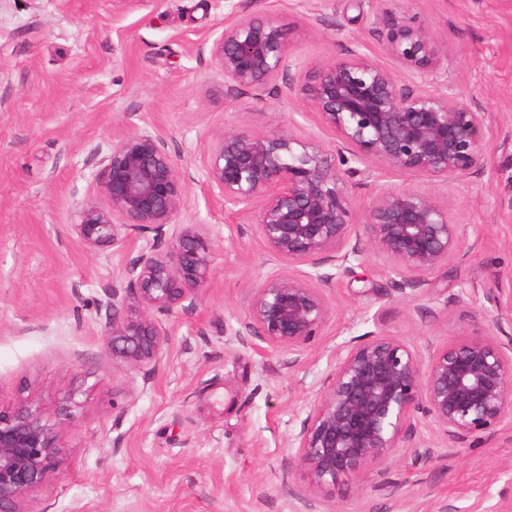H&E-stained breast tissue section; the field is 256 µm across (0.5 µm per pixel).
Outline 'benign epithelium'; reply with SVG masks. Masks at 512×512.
I'll return each instance as SVG.
<instances>
[{
    "mask_svg": "<svg viewBox=\"0 0 512 512\" xmlns=\"http://www.w3.org/2000/svg\"><path fill=\"white\" fill-rule=\"evenodd\" d=\"M388 53L399 71L359 47L304 64L293 58L272 15L224 24L212 54L224 89L260 100L290 70L305 72L284 97L300 99L336 136L335 148L299 137L291 127L259 135L241 125L216 137L204 183L232 214L248 213L263 242L271 271L252 297L248 320L235 333L258 339L301 362L321 335L329 314L323 287L368 254L393 261L392 287L415 295L428 277L463 251L451 197L376 184L375 201L355 224L346 177L351 162L371 159L385 169L448 180L482 165L490 146L485 113L448 93L446 45L427 27L377 16ZM431 82L434 88L403 83ZM100 193L88 202L74 231L80 244L99 251L136 245L121 282L105 305V336L112 358L155 369L164 359L163 318L194 310L207 290L214 246L198 224H174L188 194L185 173L164 138L144 127L112 141ZM306 265L307 271H298ZM329 265L335 269L323 270ZM478 321L498 326L505 306L489 288ZM73 390L52 414L32 399L0 409V512L48 480L68 454L63 430L81 403ZM512 420V338L461 337L426 361L406 344L369 332L339 346L336 367L323 379L314 403L292 439L288 466L307 473L308 496L344 477L385 462L398 448L430 459L435 450L417 437L426 420L448 444L480 442Z\"/></svg>",
    "mask_w": 512,
    "mask_h": 512,
    "instance_id": "benign-epithelium-1",
    "label": "benign epithelium"
}]
</instances>
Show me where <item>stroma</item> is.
Instances as JSON below:
<instances>
[{
  "mask_svg": "<svg viewBox=\"0 0 512 512\" xmlns=\"http://www.w3.org/2000/svg\"><path fill=\"white\" fill-rule=\"evenodd\" d=\"M379 0H0V406L30 398L53 412L81 388L65 429L69 449L21 512H302L308 483L289 469L293 436L336 365L337 348L381 332L421 359L455 334L512 336V319L478 322L487 288L512 306V0H395L397 17L447 44L448 90L486 114L481 169L449 182L387 172L384 182L451 196L470 255L429 277L415 299L390 283L392 261L368 254L325 287L329 316L305 361L235 337L270 269L246 214L225 212L205 187L215 138L246 125L293 126L330 147L333 135L278 91L229 97L211 53L232 15H274L294 58L314 62L363 45L396 69L375 24ZM155 129L185 172L178 224L215 244L197 307L165 320L163 362L152 371L112 359L97 307L130 248L92 253L73 226L99 199L116 135ZM467 287L473 309L448 312ZM432 459L397 449L384 466L318 495L313 512H512V426L447 447L418 427Z\"/></svg>",
  "mask_w": 512,
  "mask_h": 512,
  "instance_id": "obj_1",
  "label": "stroma"
}]
</instances>
